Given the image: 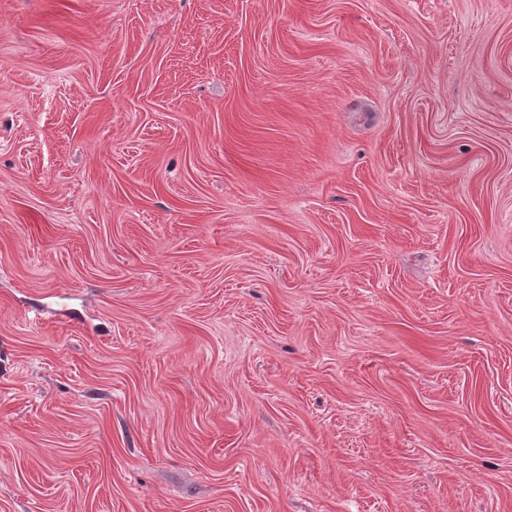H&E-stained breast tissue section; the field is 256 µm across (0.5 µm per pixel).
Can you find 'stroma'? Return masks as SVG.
<instances>
[{"label":"stroma","mask_w":512,"mask_h":512,"mask_svg":"<svg viewBox=\"0 0 512 512\" xmlns=\"http://www.w3.org/2000/svg\"><path fill=\"white\" fill-rule=\"evenodd\" d=\"M0 512H512V0H0Z\"/></svg>","instance_id":"obj_1"}]
</instances>
